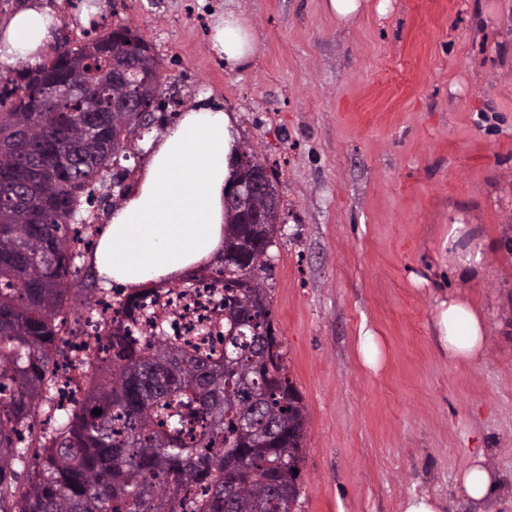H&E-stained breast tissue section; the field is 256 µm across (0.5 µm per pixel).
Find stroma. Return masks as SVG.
Returning <instances> with one entry per match:
<instances>
[{
	"mask_svg": "<svg viewBox=\"0 0 512 512\" xmlns=\"http://www.w3.org/2000/svg\"><path fill=\"white\" fill-rule=\"evenodd\" d=\"M46 3L60 23L43 62L118 24L159 59L164 104L131 173L200 105L230 111L275 171L284 223L261 278L308 415L292 512H401L422 492L446 512H512V0H362L346 23L325 0ZM227 11L256 36L241 68L211 45ZM453 224L486 243L468 277ZM457 293L487 323L469 364L437 343V305ZM478 455L503 480L480 503L458 488Z\"/></svg>",
	"mask_w": 512,
	"mask_h": 512,
	"instance_id": "stroma-1",
	"label": "stroma"
}]
</instances>
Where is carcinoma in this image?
Returning <instances> with one entry per match:
<instances>
[{
    "label": "carcinoma",
    "instance_id": "1",
    "mask_svg": "<svg viewBox=\"0 0 512 512\" xmlns=\"http://www.w3.org/2000/svg\"><path fill=\"white\" fill-rule=\"evenodd\" d=\"M128 44L109 33L57 51L23 72L22 94L0 112V512H292L307 418L259 276L275 222L256 238L236 211L224 210V252L242 259L255 281L237 287L241 267L221 258L220 353L174 342L155 320L135 341L125 318L139 308L138 291L118 303L112 323L94 321L93 343L81 346L77 405L57 402L55 356L80 273L71 226L82 198L141 136H123L135 123L123 108L94 127L73 99L65 112H29L27 104L40 73L85 89L91 61L108 48L102 81L110 100L135 92L151 103L145 78L160 69L152 52L136 58L138 84L112 78ZM40 413L54 425L35 439L34 466L20 484L12 463L27 461L18 443ZM197 487L205 493L194 494Z\"/></svg>",
    "mask_w": 512,
    "mask_h": 512
}]
</instances>
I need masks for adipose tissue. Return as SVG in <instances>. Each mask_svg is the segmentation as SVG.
<instances>
[{
	"label": "adipose tissue",
	"mask_w": 512,
	"mask_h": 512,
	"mask_svg": "<svg viewBox=\"0 0 512 512\" xmlns=\"http://www.w3.org/2000/svg\"><path fill=\"white\" fill-rule=\"evenodd\" d=\"M59 19L43 0L29 4L0 29V60L36 62ZM255 37L234 13L214 26L213 47L227 65L245 64ZM231 117L199 106L159 138L139 185L112 211L91 259L103 276L130 287L174 280L200 267L224 241V187L236 156ZM438 341L449 359L469 363L487 346L482 316L466 297L438 306Z\"/></svg>",
	"instance_id": "adipose-tissue-1"
}]
</instances>
